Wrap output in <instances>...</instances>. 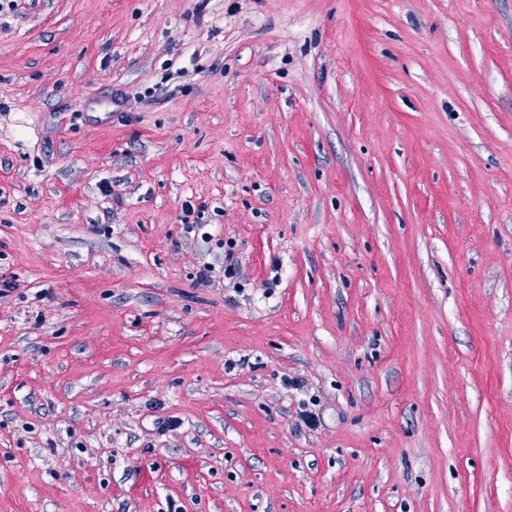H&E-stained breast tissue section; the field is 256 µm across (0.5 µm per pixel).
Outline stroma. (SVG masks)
Segmentation results:
<instances>
[{
  "label": "stroma",
  "mask_w": 512,
  "mask_h": 512,
  "mask_svg": "<svg viewBox=\"0 0 512 512\" xmlns=\"http://www.w3.org/2000/svg\"><path fill=\"white\" fill-rule=\"evenodd\" d=\"M0 512H512V0H0Z\"/></svg>",
  "instance_id": "1"
}]
</instances>
